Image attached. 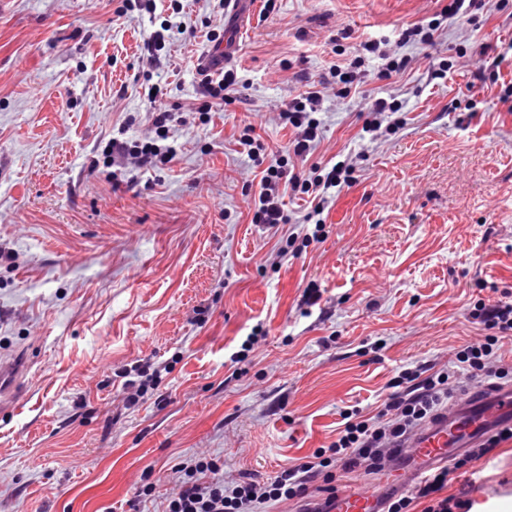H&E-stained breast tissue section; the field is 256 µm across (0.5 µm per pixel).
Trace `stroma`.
I'll return each instance as SVG.
<instances>
[{
  "instance_id": "stroma-1",
  "label": "stroma",
  "mask_w": 512,
  "mask_h": 512,
  "mask_svg": "<svg viewBox=\"0 0 512 512\" xmlns=\"http://www.w3.org/2000/svg\"><path fill=\"white\" fill-rule=\"evenodd\" d=\"M447 3L253 0L229 20L226 0H187L191 33L151 63L143 41L170 0L128 14L123 0H0V353L31 357L22 410L0 418V512H162L195 458L270 480L334 442L346 412L376 415L405 368L482 340L474 304L512 300V112L468 82L478 44L512 61V12L449 26L434 53L457 64L441 79L423 48L390 79L365 59V93L409 102L395 134L363 137L360 100L326 99L310 160L350 155L354 181L323 213L325 240L281 264L312 199L285 197L279 228L252 223L261 173L238 143L249 124L284 149L278 113L330 80L336 36L392 46ZM226 27L239 85L193 118L196 66ZM150 78L177 117L176 159H105L110 139L149 136ZM469 91L477 114L450 110ZM146 357L171 371L127 406L120 372ZM474 467L448 493L479 512L512 500V441Z\"/></svg>"
}]
</instances>
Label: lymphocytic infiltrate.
<instances>
[{"mask_svg": "<svg viewBox=\"0 0 512 512\" xmlns=\"http://www.w3.org/2000/svg\"><path fill=\"white\" fill-rule=\"evenodd\" d=\"M511 4L512 0H448L439 16L425 17L402 26L396 50L382 49L379 43L372 41L360 43L358 59L343 67L334 66L331 71L336 100L349 101L358 94L362 83L361 56L368 54L382 60L385 77L404 74L416 61L415 56L409 55V48L436 47L445 22L476 29L482 22L480 9L500 12ZM478 55L473 80L482 87H497L500 101L512 105V82L505 81L502 75L503 55L488 46L481 47ZM238 84L237 72L231 68L203 73L199 82L198 111L208 113L223 105ZM324 100L323 91L310 89L280 110L281 123L292 128L294 137L286 153L271 161L258 182L252 221L268 228L287 221L283 190L311 195L316 199L311 211L316 218L312 232L304 234L298 242L286 239L277 253L281 259L287 257L295 244L306 247L324 239L321 216L337 188L352 182L354 165L347 158L329 167L313 165L305 172L289 164L290 159L304 161L310 155L323 125L320 115ZM406 106L405 100L392 94L371 99L365 106L364 132L375 140L395 133L402 124L399 114L405 111ZM174 120L171 110L162 105L155 106L151 116L153 138L141 143L115 138L110 142L108 151L119 157L134 156L138 167L146 169L172 163L178 153L169 135ZM471 316L483 324L486 334L483 340L463 346L456 352L457 371H464L469 380L479 384L493 386L512 381V366L501 363L497 355L501 341L512 336V302L501 300L493 305L477 302ZM169 370V363L157 364L148 358L123 370L124 387L129 391L128 403H137L148 390L157 388ZM456 373L442 369L430 373L422 366L403 370L394 383V391L385 399L377 415L365 417L357 410L346 413L344 428L328 450L318 451L308 460L284 468L267 482L243 479L229 484L224 480L223 469L217 464L191 461L182 468L184 479L169 499L166 512H259L265 504L287 500L299 501L300 512H327V501L313 498L314 483L322 469L332 465L346 471L360 466L368 471L384 469L399 453L401 444L447 404L453 394ZM507 440H512V427L499 430L487 444L469 449L455 459L451 467L430 473L420 482L415 496L389 501L388 512H409L417 498L426 500L424 512H473V501L445 495L449 475L454 470H468L473 462L488 456Z\"/></svg>", "mask_w": 512, "mask_h": 512, "instance_id": "obj_1", "label": "lymphocytic infiltrate"}]
</instances>
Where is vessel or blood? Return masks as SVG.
I'll use <instances>...</instances> for the list:
<instances>
[{
	"label": "vessel or blood",
	"mask_w": 512,
	"mask_h": 512,
	"mask_svg": "<svg viewBox=\"0 0 512 512\" xmlns=\"http://www.w3.org/2000/svg\"><path fill=\"white\" fill-rule=\"evenodd\" d=\"M28 355L0 359V414L17 412L23 402V381L29 371ZM512 426V385L451 403L426 423L408 442L409 452L400 462L406 478L419 479L434 466L490 438L501 424ZM390 494L386 487L337 490L330 512H384Z\"/></svg>",
	"instance_id": "1"
}]
</instances>
